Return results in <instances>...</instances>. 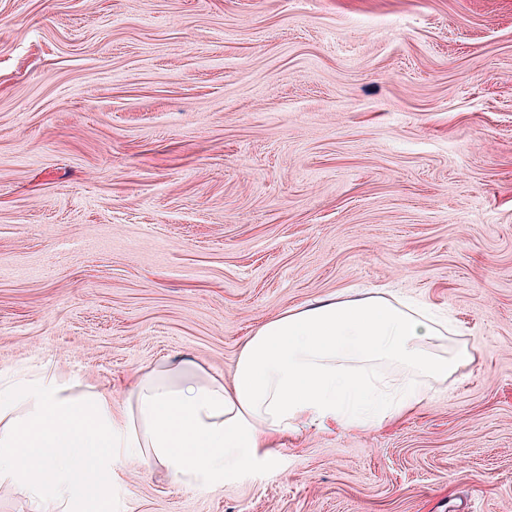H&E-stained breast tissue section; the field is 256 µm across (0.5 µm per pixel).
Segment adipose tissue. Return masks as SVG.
I'll return each mask as SVG.
<instances>
[{"mask_svg":"<svg viewBox=\"0 0 512 512\" xmlns=\"http://www.w3.org/2000/svg\"><path fill=\"white\" fill-rule=\"evenodd\" d=\"M447 319L388 291L340 293L286 310L242 340L232 382L197 361L140 369L122 403L77 391L42 367L0 373V485L31 512H77L86 477L111 478L145 457L185 484L219 485L302 430L379 427L422 407L430 384L473 362L446 351ZM391 367L377 374V365Z\"/></svg>","mask_w":512,"mask_h":512,"instance_id":"adipose-tissue-1","label":"adipose tissue"}]
</instances>
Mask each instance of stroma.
Listing matches in <instances>:
<instances>
[{
    "mask_svg": "<svg viewBox=\"0 0 512 512\" xmlns=\"http://www.w3.org/2000/svg\"><path fill=\"white\" fill-rule=\"evenodd\" d=\"M352 288L474 362L216 487L131 459L84 512H512V0H0V371L119 403Z\"/></svg>",
    "mask_w": 512,
    "mask_h": 512,
    "instance_id": "obj_1",
    "label": "stroma"
}]
</instances>
